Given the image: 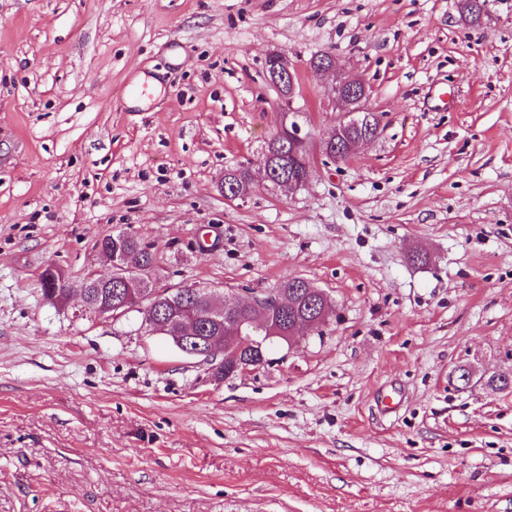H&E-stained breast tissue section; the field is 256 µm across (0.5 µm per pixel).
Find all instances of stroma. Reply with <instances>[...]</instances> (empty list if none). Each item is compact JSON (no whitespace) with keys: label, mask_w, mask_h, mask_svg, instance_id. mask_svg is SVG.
I'll list each match as a JSON object with an SVG mask.
<instances>
[{"label":"stroma","mask_w":512,"mask_h":512,"mask_svg":"<svg viewBox=\"0 0 512 512\" xmlns=\"http://www.w3.org/2000/svg\"><path fill=\"white\" fill-rule=\"evenodd\" d=\"M274 51L303 130L346 119L324 52L381 116L294 193L262 169ZM126 229L155 286L245 303L300 276L330 319L218 380L137 312L44 300L46 265L106 273L97 243ZM503 378L512 0L475 26L458 0H0V512H512Z\"/></svg>","instance_id":"obj_1"}]
</instances>
